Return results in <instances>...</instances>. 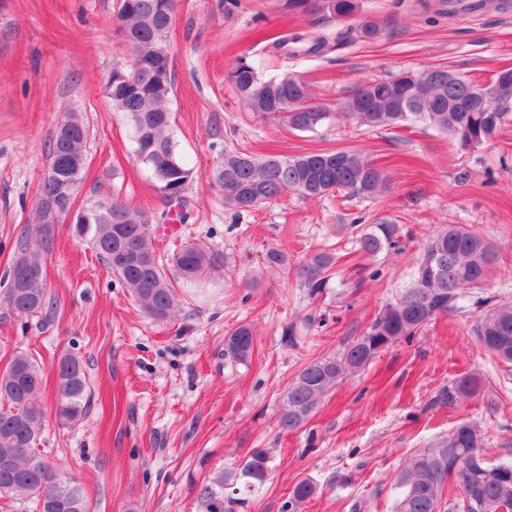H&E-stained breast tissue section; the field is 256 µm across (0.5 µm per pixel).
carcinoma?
<instances>
[{"instance_id":"carcinoma-1","label":"carcinoma","mask_w":512,"mask_h":512,"mask_svg":"<svg viewBox=\"0 0 512 512\" xmlns=\"http://www.w3.org/2000/svg\"><path fill=\"white\" fill-rule=\"evenodd\" d=\"M287 14L318 15L351 23L358 38L379 34L378 24L362 16V0H280ZM176 0H119L117 19L131 58L112 68L106 88L113 107L126 115L135 156L152 172L163 199L184 202L194 172L182 160L173 136L167 103L173 75L166 45ZM325 38L306 41L294 33L276 43L285 55L297 57L322 51ZM226 80L252 111L298 131L312 130L335 115L369 128L423 123L451 135L463 150L494 139L512 113V68L496 72L486 83L467 79L444 66L426 73L401 71L388 79L362 81L331 112L311 93L306 75L287 72L263 77L247 61H239ZM65 131L55 130L49 142L50 165L41 184L35 213V234L22 236L20 250L3 276L0 304L18 318L48 313L53 307L46 277L28 274L42 268L40 255L50 251L55 220L52 213L73 208L74 196L61 185L71 178L62 169L67 158H85L89 129L71 115ZM224 191V205L246 211L270 203L288 192L304 199L345 194L372 197L385 189L386 177L353 150H326L295 156L255 155L228 150L214 175ZM152 218L129 203L112 200L94 210L89 224L74 230L112 269L141 310L156 322L176 315V291L152 246ZM399 224L377 221L356 234L358 252L366 259L401 245ZM497 259L492 244L470 228L450 224L431 235L423 248L410 284L385 305L366 331L333 356L307 363L288 387L278 419L284 432L295 431L310 417L322 397L339 380L363 369L381 352L411 341L437 316L460 308L467 290L478 288ZM339 257L319 253L304 262L298 275L318 295L327 287ZM187 284L223 265V257L196 243L184 245L172 258ZM485 311L473 333L479 347L512 364V305L482 301ZM255 334L242 323L224 336V360L245 365L253 355ZM55 415L67 425L82 422L88 413L87 377L82 362L63 355L56 366ZM40 373L33 359L17 352L0 369V497H32L35 512H89L84 489L75 477L56 470L38 451L43 409L37 403ZM472 394L471 382L461 379L442 389L436 402L455 406ZM475 427L463 422L447 437L418 450L394 478V512H512V461L492 463ZM271 471L270 456L260 448L237 468L221 471L196 487L200 512H234L237 499L224 497V485L241 482L248 490L264 483ZM317 486L295 485L284 503L295 512L313 497Z\"/></svg>"}]
</instances>
